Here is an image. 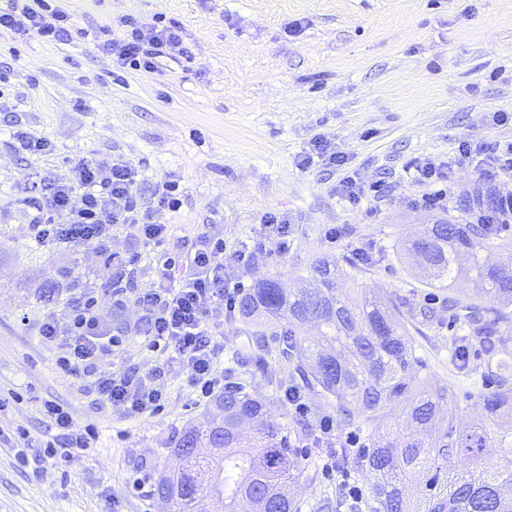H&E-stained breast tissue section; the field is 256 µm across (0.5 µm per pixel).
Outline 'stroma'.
<instances>
[{
    "mask_svg": "<svg viewBox=\"0 0 512 512\" xmlns=\"http://www.w3.org/2000/svg\"><path fill=\"white\" fill-rule=\"evenodd\" d=\"M77 27L88 30L132 14L177 22L192 61L164 58L157 74L116 76L112 58L89 38L53 46L0 31V393L19 401L0 427L23 421L40 434L46 401L65 405L77 423L100 429L97 448L61 470L18 467L0 443V512H159L153 489L173 463L168 454L185 425L202 418L179 373H172L165 411L147 424L113 418L81 381L54 370L55 349L36 334L55 280L81 281L98 265L93 248L73 253L35 248L26 239L20 198L29 173H66L78 159L123 156L139 162L147 181H178L181 231L221 225L227 250L251 253L249 267L227 263L232 280L261 278L297 288L315 260L338 261L350 290L391 297L402 309L433 307V320L412 331L422 364L416 378L449 384L464 411L480 419L471 397L480 377L457 373L448 356L447 291L428 287L399 257L404 235L440 218L471 222L458 205H420L425 188L410 165H452L456 196L490 184L512 193V177L486 180L476 160H459V142L512 144V0H64ZM300 31L288 32L291 23ZM21 126L54 145L51 155H18L7 130ZM345 153L346 165L302 169L299 155L315 135ZM357 176L377 196L350 205L340 181ZM290 222L286 250L269 240L261 217ZM225 383L243 385L288 424L293 453L308 464L294 488L299 512H336V484L322 475L341 453L340 437L362 433L338 424L322 437L334 408L304 393L305 413L283 400L298 376L277 353L256 360V338L238 315L225 317Z\"/></svg>",
    "mask_w": 512,
    "mask_h": 512,
    "instance_id": "stroma-1",
    "label": "stroma"
}]
</instances>
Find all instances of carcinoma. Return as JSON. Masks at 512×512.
<instances>
[{
	"label": "carcinoma",
	"instance_id": "cac0c4a2",
	"mask_svg": "<svg viewBox=\"0 0 512 512\" xmlns=\"http://www.w3.org/2000/svg\"><path fill=\"white\" fill-rule=\"evenodd\" d=\"M495 194L479 189L460 202L468 211L489 210ZM504 224L485 215L476 224L440 221L400 245L402 257L424 270L433 288L454 290L466 271L485 284L487 301L448 296L451 361L467 368L470 350L480 356L485 388L477 396L484 420L458 423L460 407L443 384L430 390L414 383L420 365L404 319L384 298L340 296L344 270L320 260L311 283L290 293L272 279L258 281L238 303L242 321L257 328L260 347L270 335L288 369L321 403L336 408L346 424L367 425L369 446L361 456L343 455L337 465L372 477L368 512H512V269L479 259L485 248L506 247ZM313 323L315 336L302 327ZM503 463L484 467L490 447ZM169 474L155 484L174 512H195L206 502L219 512H298L289 490L305 464L290 453L288 437L267 404L241 386L224 392L214 412L188 425L172 449ZM426 478V494L411 503L405 484Z\"/></svg>",
	"mask_w": 512,
	"mask_h": 512
}]
</instances>
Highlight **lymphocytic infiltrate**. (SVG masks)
<instances>
[{
    "mask_svg": "<svg viewBox=\"0 0 512 512\" xmlns=\"http://www.w3.org/2000/svg\"><path fill=\"white\" fill-rule=\"evenodd\" d=\"M2 29L48 44H65L81 33L71 13L56 0H6L0 7ZM92 37L123 72L152 73L161 57L192 56L180 26L162 16L145 25L128 14L118 27H100ZM412 168L415 181L426 188L423 206L447 208L452 173L430 162H416ZM142 181V169L131 160L87 156L67 175L40 174L31 195L22 200L33 212L27 224L31 243L51 250L92 247L99 256L98 269L71 284L64 317L46 311L37 334L57 347L58 373L79 377L88 395L125 421L156 416L168 398L167 380L175 365L184 387L197 393L199 402L223 394L224 375L217 366L224 346L216 338V328L235 312L244 291L242 282L231 283L225 277L224 234L216 225L180 235L167 222V214L182 205L178 182L157 181L154 203L145 208L138 195ZM119 235L150 260L154 281L149 287L125 286L131 259L113 249L112 240ZM129 301L137 308L136 319L118 332L107 330L103 304L112 303L119 310ZM134 340L151 353L152 367L144 372L130 364L118 372L104 371V361ZM43 415L49 435L32 436L21 423L0 430V440L12 444L20 466L51 460L69 467L86 457L100 438L95 424L78 425L59 403L45 402Z\"/></svg>",
    "mask_w": 512,
    "mask_h": 512,
    "instance_id": "f902f5d3",
    "label": "lymphocytic infiltrate"
}]
</instances>
